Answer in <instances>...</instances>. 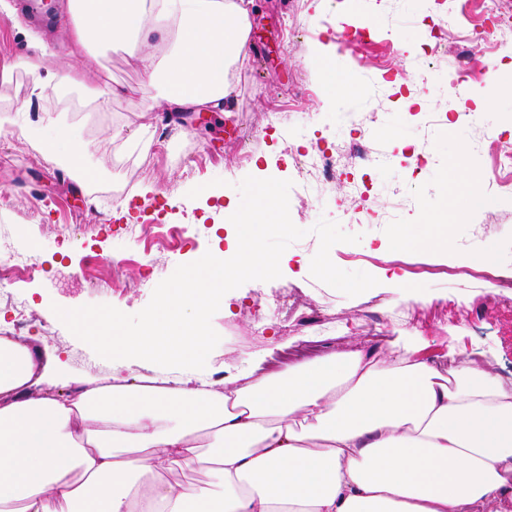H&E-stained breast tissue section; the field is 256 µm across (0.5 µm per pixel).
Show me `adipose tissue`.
I'll return each mask as SVG.
<instances>
[{"label": "adipose tissue", "instance_id": "ef3b65f1", "mask_svg": "<svg viewBox=\"0 0 512 512\" xmlns=\"http://www.w3.org/2000/svg\"><path fill=\"white\" fill-rule=\"evenodd\" d=\"M253 4L70 0L62 76L104 101L96 48L119 44L150 107H223ZM287 215L263 187L232 255L184 268L137 330L70 311L110 357L108 385L84 379L58 399L59 349L0 338V512H512V387L456 345L445 370L401 338L384 355L355 345L209 387V310L234 280L269 275L253 229ZM132 359L154 375L128 372Z\"/></svg>", "mask_w": 512, "mask_h": 512}]
</instances>
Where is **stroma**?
Wrapping results in <instances>:
<instances>
[{"label":"stroma","instance_id":"obj_1","mask_svg":"<svg viewBox=\"0 0 512 512\" xmlns=\"http://www.w3.org/2000/svg\"><path fill=\"white\" fill-rule=\"evenodd\" d=\"M54 6L51 20L36 25L22 0H0V117L39 126L52 113L107 169L91 189L58 163L49 130L37 142L0 134V199L13 203L0 211V242L34 253L43 266L35 278L0 284V327L25 311L29 324L19 341L44 337L64 350L71 375L109 377L111 361L54 309L114 315L136 329L181 269L212 251L215 226L232 237L226 207L254 211L269 183L287 199L288 217L260 228L257 243L290 264L259 283H232L211 308L207 367L216 386L239 374L245 352L267 351L265 371L280 372L354 338L384 353L407 332L429 341L426 355L436 364L447 359L453 336H463L467 349H492L496 373L512 381V308L494 302L491 284L472 276L482 253L494 259L490 272L512 268V197L499 186L508 174L496 171L488 148L492 139L512 148V94L488 82L461 97L413 67L452 0H256L248 41L257 51L230 69L224 109L206 112L200 123L186 112L171 119L144 111L143 76L122 47L100 58L101 83L112 91L107 104L60 81L32 96L20 61L37 57L54 69L72 47L67 0ZM294 24L306 34L293 48ZM357 24L367 31L363 43L343 42L341 33ZM479 103L481 130L458 118L461 107ZM272 109L292 114L301 150H330L367 131L387 161L342 163L322 196L306 194L285 130L266 127ZM350 112L358 124L347 121ZM116 126L124 141H113ZM245 150L252 159L242 164L237 156ZM124 189L135 198L126 208ZM158 206L165 225L129 242L125 225L145 223ZM345 210L356 222L342 219ZM458 212L464 222L449 223ZM405 226L413 243L387 248ZM316 257L334 264L335 277L318 271ZM386 269L403 287L422 289L428 304L396 303L379 284ZM351 284L356 292H348ZM284 295L310 321L275 318L272 302Z\"/></svg>","mask_w":512,"mask_h":512}]
</instances>
